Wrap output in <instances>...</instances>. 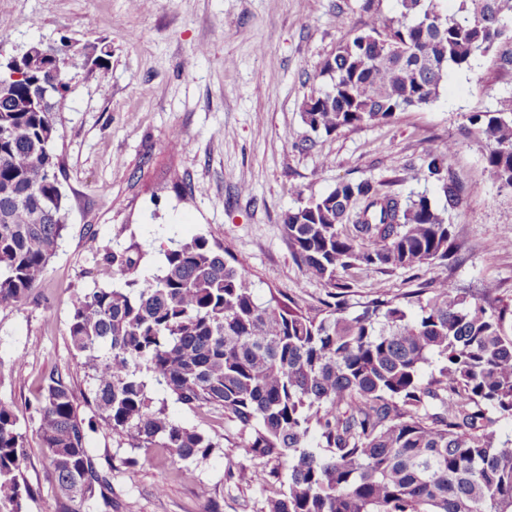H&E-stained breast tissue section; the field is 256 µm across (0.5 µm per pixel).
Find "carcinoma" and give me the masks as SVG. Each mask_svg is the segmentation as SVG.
Returning a JSON list of instances; mask_svg holds the SVG:
<instances>
[{"label": "carcinoma", "mask_w": 512, "mask_h": 512, "mask_svg": "<svg viewBox=\"0 0 512 512\" xmlns=\"http://www.w3.org/2000/svg\"><path fill=\"white\" fill-rule=\"evenodd\" d=\"M400 13L371 12L366 28L340 45L330 88L304 102L313 131L390 122L396 113L438 98L448 67L472 68L512 28V0H398ZM406 48L401 59L389 44ZM110 51L85 47L89 72L109 73ZM37 69L21 80L0 69V308L25 303L41 282L65 230L54 112L28 107ZM486 142L487 169L512 188V111L470 118ZM429 149L418 174L437 185L403 199L370 179L343 180L285 213L283 226L303 275L345 288L354 269L392 272L446 266L458 251L445 211L460 204L445 155ZM204 236L171 243L156 274L139 272L140 255L107 252L102 262L120 288L76 296L73 349L94 381L99 421L81 417L58 371L43 381L36 433L60 495L69 502L106 499L109 477L86 447L98 428L126 433L135 447L164 448L179 464L207 457L210 434L171 421L152 387L190 408L223 410L249 438L246 454L281 460L282 489L267 512H512V439L494 429L495 412L512 417V302L434 286L401 300L379 297L347 314L341 302L311 314L272 294L260 301L249 271ZM417 308L414 314L410 307ZM438 359L428 380L423 368ZM324 453L310 451V441ZM27 441L16 408L0 401V512H24Z\"/></svg>", "instance_id": "1"}]
</instances>
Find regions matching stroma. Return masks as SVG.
I'll return each instance as SVG.
<instances>
[{"label":"stroma","mask_w":512,"mask_h":512,"mask_svg":"<svg viewBox=\"0 0 512 512\" xmlns=\"http://www.w3.org/2000/svg\"><path fill=\"white\" fill-rule=\"evenodd\" d=\"M361 0H0V55L29 44L110 46L108 85L81 65L69 66L72 92L55 109L66 228L34 295L0 309V401L12 403L27 436L22 474L31 495L25 512H57L50 463L33 417L43 378L62 373L79 413L90 419L92 381L71 347L75 296L118 287L101 257L137 246L142 273L157 270L171 241L197 235L228 249L248 267L259 298L278 292L302 309H323L329 289L304 277L283 229V216L342 180H395L401 196L435 195L415 179L428 149L456 142L448 171L461 203L448 210L459 249L447 267L394 272L355 270L347 312L383 293L402 296L440 282L479 294L485 284L512 300V189L486 169V144L469 136L470 116L512 104V39L479 55L468 71L449 70L438 98L325 134L302 118V105L325 91L322 66L362 29ZM344 23H337V14ZM183 147H169L172 138ZM249 194H242V187ZM174 421L215 437L218 448L181 479L165 449L143 450L105 429L90 432L95 466L112 477L110 502L73 512H266L268 489L252 478L277 460L246 455L243 437L218 410L166 401Z\"/></svg>","instance_id":"stroma-1"}]
</instances>
